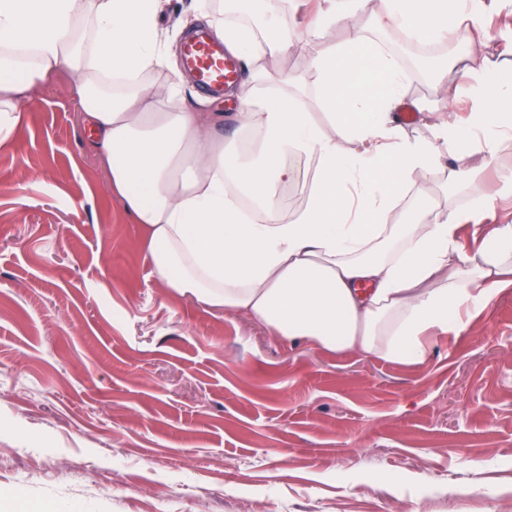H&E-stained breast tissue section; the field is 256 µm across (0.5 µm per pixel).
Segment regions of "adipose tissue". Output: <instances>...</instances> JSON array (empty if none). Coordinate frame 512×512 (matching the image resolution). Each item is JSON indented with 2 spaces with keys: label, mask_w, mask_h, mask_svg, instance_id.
<instances>
[{
  "label": "adipose tissue",
  "mask_w": 512,
  "mask_h": 512,
  "mask_svg": "<svg viewBox=\"0 0 512 512\" xmlns=\"http://www.w3.org/2000/svg\"><path fill=\"white\" fill-rule=\"evenodd\" d=\"M164 2L0 0V147L12 143L33 90L68 72L112 193L146 229L157 278L328 353L425 363L432 331L461 332L512 287V224L481 232L495 196L393 221L403 190L445 157L461 161L448 177L462 182L476 172L469 158L512 143V79L465 51L458 92L471 103L469 118L446 117L411 139L393 114L415 72L384 56L356 72L351 60L372 44L356 31L342 45L329 42L333 26L359 11L379 28L444 39L477 17L483 0H326L307 25L323 44L307 63L320 81L316 100L291 92L273 68L295 44L279 12L263 39L211 17L246 73L232 94L236 130L252 137L245 148L218 130L219 113L185 106L182 77L147 81L172 66L158 28ZM320 103L329 111L323 122L313 116ZM291 154L316 168L307 204L286 216L276 189L295 178Z\"/></svg>",
  "instance_id": "obj_1"
}]
</instances>
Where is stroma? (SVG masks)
<instances>
[{"mask_svg": "<svg viewBox=\"0 0 512 512\" xmlns=\"http://www.w3.org/2000/svg\"><path fill=\"white\" fill-rule=\"evenodd\" d=\"M512 0L466 41L512 74ZM0 149V497L11 512H512V288L422 366L328 354L163 287L73 80ZM512 169L437 168L466 207Z\"/></svg>", "mask_w": 512, "mask_h": 512, "instance_id": "stroma-1", "label": "stroma"}]
</instances>
